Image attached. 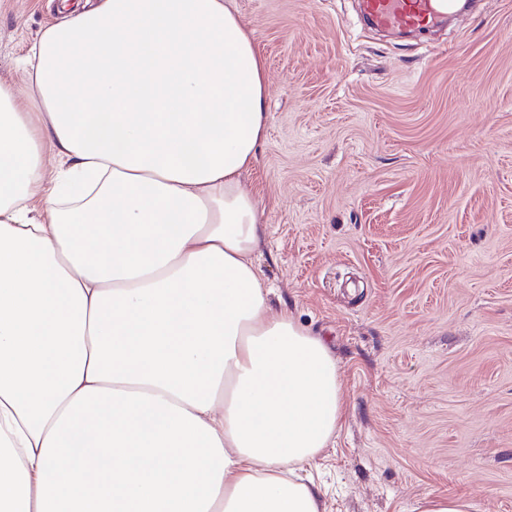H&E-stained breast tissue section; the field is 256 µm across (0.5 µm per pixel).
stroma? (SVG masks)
<instances>
[{"instance_id":"1","label":"stroma","mask_w":512,"mask_h":512,"mask_svg":"<svg viewBox=\"0 0 512 512\" xmlns=\"http://www.w3.org/2000/svg\"><path fill=\"white\" fill-rule=\"evenodd\" d=\"M62 0H0V80ZM360 0H235L265 62L245 180L256 261L336 358L344 416L310 467L323 512L464 495L512 512V0L430 31Z\"/></svg>"}]
</instances>
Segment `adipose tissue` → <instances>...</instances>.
<instances>
[{
  "instance_id": "1",
  "label": "adipose tissue",
  "mask_w": 512,
  "mask_h": 512,
  "mask_svg": "<svg viewBox=\"0 0 512 512\" xmlns=\"http://www.w3.org/2000/svg\"><path fill=\"white\" fill-rule=\"evenodd\" d=\"M0 81V512H320L339 367L273 312L233 0H98Z\"/></svg>"
}]
</instances>
